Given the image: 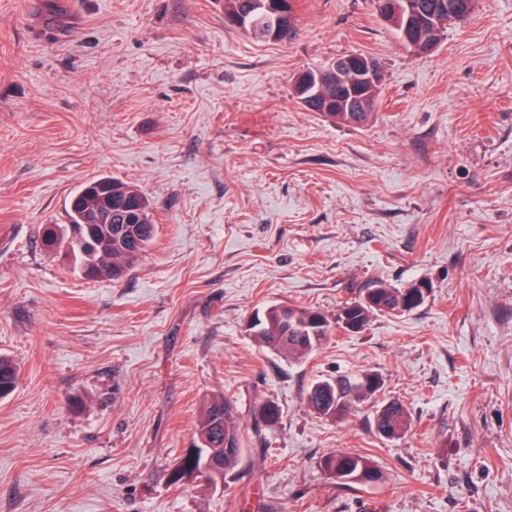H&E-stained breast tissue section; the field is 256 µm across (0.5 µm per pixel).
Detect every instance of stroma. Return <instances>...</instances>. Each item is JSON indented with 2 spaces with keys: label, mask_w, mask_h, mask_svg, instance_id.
I'll use <instances>...</instances> for the list:
<instances>
[{
  "label": "stroma",
  "mask_w": 512,
  "mask_h": 512,
  "mask_svg": "<svg viewBox=\"0 0 512 512\" xmlns=\"http://www.w3.org/2000/svg\"><path fill=\"white\" fill-rule=\"evenodd\" d=\"M298 34L259 43L224 0H0V512H512V0H478L432 51L373 0H295ZM361 53L383 70L362 127L291 97ZM101 176L148 197L155 237L88 280L44 230ZM425 303L335 331L287 361L247 334L271 304L332 315L365 288ZM379 375L408 413L307 404ZM242 452L223 481L175 480L211 398ZM280 409L255 421L259 402ZM344 451L383 472L347 489ZM20 367L11 357L0 356V398H4L15 389ZM374 423L379 435L395 438L402 434L408 425L406 412L395 401H374ZM323 470L341 485L367 486L382 478L378 465L366 456L336 452L323 460Z\"/></svg>",
  "instance_id": "1"
}]
</instances>
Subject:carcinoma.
Instances as JSON below:
<instances>
[{"mask_svg":"<svg viewBox=\"0 0 512 512\" xmlns=\"http://www.w3.org/2000/svg\"><path fill=\"white\" fill-rule=\"evenodd\" d=\"M261 0H224V17L246 15L250 25L242 32L257 42L288 40L298 33L295 10H290L286 25L274 32V17L260 7ZM421 10L403 16L429 35V24L438 20L448 26V13L462 0H414ZM88 191L81 205L71 204L67 214L69 223L55 231L49 230L45 243L49 247H66L79 260L84 277L94 276L99 267L112 268L111 279L118 280L139 260L153 240L155 223L150 202L133 184L119 178L101 177L86 183ZM127 200L136 222L125 224L117 213H109L108 201ZM430 293L424 281L405 288H391L378 284L362 299L346 302L331 319L323 312L306 307L281 304L268 306L257 312L248 323L249 336L260 347L288 360L302 359L319 347L335 329L358 332L364 329L376 313H404L420 307ZM20 367L11 357L0 356V398L15 389ZM382 388V379L373 373L363 374L357 381H319L307 395L308 405L328 418L345 417L356 404L369 400ZM374 423L379 435L395 438L408 425L406 412L395 401H377L374 405ZM255 415L266 423L280 417L278 406L272 401L262 403ZM197 437L221 468L222 474L234 470L240 460L241 437L231 402L224 398L212 399L199 422ZM323 470L341 485L367 486L381 480L378 465L366 456L338 452L323 460Z\"/></svg>","mask_w":512,"mask_h":512,"instance_id":"cac0c4a2","label":"carcinoma"}]
</instances>
